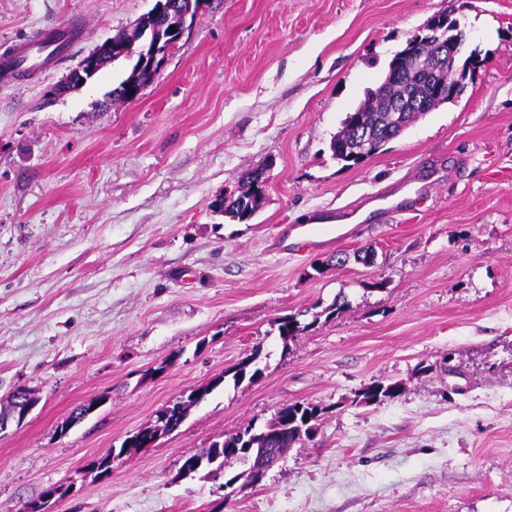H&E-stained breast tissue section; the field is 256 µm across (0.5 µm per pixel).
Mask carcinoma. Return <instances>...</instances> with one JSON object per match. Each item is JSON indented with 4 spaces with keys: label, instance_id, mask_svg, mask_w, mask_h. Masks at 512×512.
Returning <instances> with one entry per match:
<instances>
[{
    "label": "carcinoma",
    "instance_id": "obj_1",
    "mask_svg": "<svg viewBox=\"0 0 512 512\" xmlns=\"http://www.w3.org/2000/svg\"><path fill=\"white\" fill-rule=\"evenodd\" d=\"M172 2V11L158 15L150 21V37L163 45L173 42L176 30L182 24L184 15L187 14L189 18H194L199 7V0H172ZM432 21L435 22V26H426V33L423 37L410 41L403 50L399 51V54L405 56V62L411 64L416 61L423 70H430L435 65L434 39L431 37L433 28H438L439 34L447 41L456 38L455 32L458 31L457 21L450 19L446 13L433 16ZM479 65H481V61L477 60L472 54L462 61L456 57L448 61L445 68L440 72L439 79L458 87V92L461 93L466 87V82L472 81V73ZM146 80L145 73L133 70L126 79L119 82L108 92V99L114 103H125L127 102V86L131 84L140 85ZM413 99L419 101L420 107L411 108L405 113V122L408 124L418 116L442 104L440 100H433L429 92V86L426 84L411 86L404 78L394 82L382 81L357 107L359 113L349 112L346 114L341 129L330 142V150L334 158L347 163L349 166L363 161V158L353 153L356 136V130L353 126V118L355 117L360 118L361 126L373 134L369 155L377 154L385 143L394 139L400 133L399 125L395 121V104L406 103ZM262 174L263 171L254 170L240 180V188L236 198L224 200V209L222 210L224 215L239 222H246L254 216L264 193ZM310 327H312V324H303L295 316H286L279 320V336L286 342ZM259 356L260 351H254L249 357L224 371V374L211 380L207 386L192 390L182 395L174 405L166 406L161 410V413L169 414L168 421L161 427L154 423L150 424L129 436L119 448V453L129 454L141 449L144 447L145 439L154 433L166 434L176 430L191 408L224 384L225 376L232 375L233 381L237 384L246 379L251 382L254 381L262 374V369L256 366ZM400 389L401 384L398 382L387 384L376 382L366 387L360 397L367 404H376L399 395ZM20 397L32 405L38 403V399L34 397L30 390L18 388L8 396L6 404H0V421L13 415L15 404ZM93 409L94 403L92 402L76 407L66 420L65 425L62 426L61 431L64 432L81 423ZM327 410L328 407L326 406L295 402L282 409V413L288 415V423H283L280 416L274 417L264 426V430L277 435L273 447L279 449V455L283 456L287 453L288 448L295 443L303 439H309V428L317 426L320 417ZM262 431L255 429L253 425H248L242 429L222 434L220 439L214 440L208 446L186 456L180 473L187 477L202 470L210 473L223 470L230 466L233 461L246 462V460L257 456L261 449L265 447V444L262 443Z\"/></svg>",
    "mask_w": 512,
    "mask_h": 512
}]
</instances>
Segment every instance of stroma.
Masks as SVG:
<instances>
[{
  "label": "stroma",
  "instance_id": "1",
  "mask_svg": "<svg viewBox=\"0 0 512 512\" xmlns=\"http://www.w3.org/2000/svg\"><path fill=\"white\" fill-rule=\"evenodd\" d=\"M154 3L0 0V44L87 27L51 71L0 86V400L38 399L0 432V512L72 479L55 512H512V0H205L138 100L107 97L127 60L51 94ZM439 12L477 82L344 166L329 143L346 113ZM261 167L251 221L212 211ZM348 217L347 241L272 246ZM288 315L309 328L285 343ZM255 351L258 379L226 381L111 477L82 475ZM394 381L396 398L353 404ZM296 401L326 406L319 434L259 484L180 478L185 456Z\"/></svg>",
  "mask_w": 512,
  "mask_h": 512
}]
</instances>
